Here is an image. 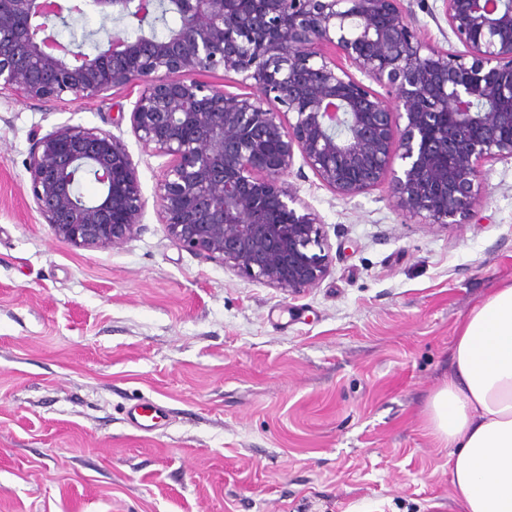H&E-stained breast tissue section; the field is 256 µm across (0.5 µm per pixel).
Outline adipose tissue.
<instances>
[{
  "label": "adipose tissue",
  "mask_w": 512,
  "mask_h": 512,
  "mask_svg": "<svg viewBox=\"0 0 512 512\" xmlns=\"http://www.w3.org/2000/svg\"><path fill=\"white\" fill-rule=\"evenodd\" d=\"M427 428L448 449L451 512H512V282L458 325Z\"/></svg>",
  "instance_id": "ef3b65f1"
}]
</instances>
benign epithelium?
<instances>
[{"instance_id": "benign-epithelium-1", "label": "benign epithelium", "mask_w": 512, "mask_h": 512, "mask_svg": "<svg viewBox=\"0 0 512 512\" xmlns=\"http://www.w3.org/2000/svg\"><path fill=\"white\" fill-rule=\"evenodd\" d=\"M0 0V95L94 99L137 86L132 130L170 157L156 202L171 239L237 275L292 295L331 260L321 219L288 187L295 155L342 199L388 183L425 224H462L486 162L512 156V0H444L465 51L424 41L401 0ZM91 7L150 22L174 8L165 37L106 33L94 54L54 28ZM332 48L384 98L357 79ZM224 69L255 89L235 95L196 78ZM490 110H474L469 103ZM401 160L400 169L393 167ZM32 200L54 236L76 248L124 244L144 209L123 142L65 125L27 163ZM91 175L89 201L76 180Z\"/></svg>"}]
</instances>
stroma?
Returning <instances> with one entry per match:
<instances>
[{"label":"stroma","instance_id":"35a3bbf8","mask_svg":"<svg viewBox=\"0 0 512 512\" xmlns=\"http://www.w3.org/2000/svg\"><path fill=\"white\" fill-rule=\"evenodd\" d=\"M453 51L443 0H403ZM134 86L93 100L0 97V512H448V452L427 432L455 327L512 281V157L443 230L388 184L342 199L295 158L329 274L290 295L182 247L158 216L168 156L145 150ZM64 125L110 132L145 208L114 249L59 241L26 165ZM149 401L146 431L127 420Z\"/></svg>","mask_w":512,"mask_h":512}]
</instances>
